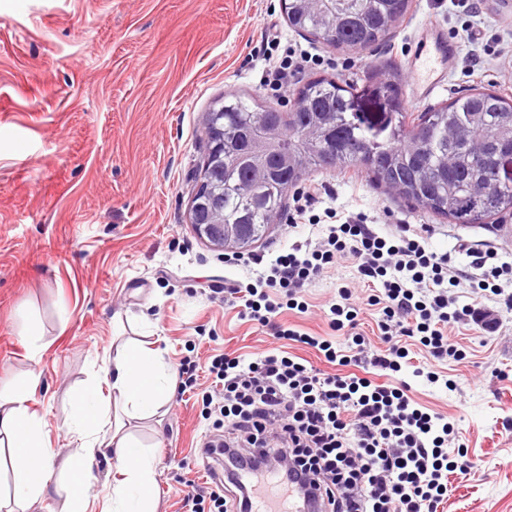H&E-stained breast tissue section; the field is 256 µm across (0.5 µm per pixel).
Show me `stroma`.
Instances as JSON below:
<instances>
[{"mask_svg": "<svg viewBox=\"0 0 512 512\" xmlns=\"http://www.w3.org/2000/svg\"><path fill=\"white\" fill-rule=\"evenodd\" d=\"M478 25L482 44L464 30ZM458 45L445 90L415 98L408 53L422 26ZM317 57L281 89L264 78L292 49ZM483 57L492 78L472 73ZM319 75L352 82L356 111L386 118L448 103L484 87L512 96V26L458 0H411L374 50L343 51L293 31L280 0H0V389L36 380L32 411L47 423L50 450L63 458L80 444L70 429L75 395L102 377L113 343L148 338L171 368L196 356L202 386L219 354L272 347L269 330L225 307V279L247 280L189 222L207 152L206 115L238 91L289 110ZM398 81L400 92L384 90ZM320 208L341 218L364 214L379 234L397 224H427L428 245L453 252L457 241L495 248L512 263V217L466 228L416 211L366 173L316 171L302 183ZM356 266L344 258L306 289V312L279 320L343 343L324 313ZM487 334L457 324L448 335L465 360L439 369L451 387L426 384L413 368L426 360L410 346L400 374L413 399L448 418L473 462L448 476L438 512H512V310ZM42 345L30 357L31 343ZM202 394H173L159 419L131 421L153 447L156 512H185L187 483H213L198 456L205 430L221 426Z\"/></svg>", "mask_w": 512, "mask_h": 512, "instance_id": "obj_1", "label": "stroma"}]
</instances>
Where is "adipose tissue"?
Instances as JSON below:
<instances>
[{"label":"adipose tissue","instance_id":"obj_1","mask_svg":"<svg viewBox=\"0 0 512 512\" xmlns=\"http://www.w3.org/2000/svg\"><path fill=\"white\" fill-rule=\"evenodd\" d=\"M173 388L174 376L160 350L147 342L115 345L103 378L73 405L71 429L81 445L60 461L48 450L46 422L28 408L32 388L0 390V447L11 451L10 468L19 499L46 500L53 491V475L60 470L76 481L67 512H91L89 490L98 481L95 461L106 448L117 461V476L102 512H155V459L127 431L125 422L153 418Z\"/></svg>","mask_w":512,"mask_h":512}]
</instances>
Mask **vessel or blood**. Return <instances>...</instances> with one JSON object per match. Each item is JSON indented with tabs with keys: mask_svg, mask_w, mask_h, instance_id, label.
I'll return each instance as SVG.
<instances>
[{
	"mask_svg": "<svg viewBox=\"0 0 512 512\" xmlns=\"http://www.w3.org/2000/svg\"><path fill=\"white\" fill-rule=\"evenodd\" d=\"M458 46L441 28L425 27L408 63L410 80L417 95L427 97L442 88L448 76V63Z\"/></svg>",
	"mask_w": 512,
	"mask_h": 512,
	"instance_id": "obj_1",
	"label": "vessel or blood"
}]
</instances>
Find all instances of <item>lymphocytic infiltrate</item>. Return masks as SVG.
Instances as JSON below:
<instances>
[{
  "label": "lymphocytic infiltrate",
  "mask_w": 512,
  "mask_h": 512,
  "mask_svg": "<svg viewBox=\"0 0 512 512\" xmlns=\"http://www.w3.org/2000/svg\"><path fill=\"white\" fill-rule=\"evenodd\" d=\"M316 243H293L273 262L262 255L237 256L255 268L249 283H224V303L241 306L254 324L272 330L275 339L293 340L321 351L342 370L330 373L267 349L246 360L219 356L209 374L224 434L206 448L234 450L249 465L247 481L235 479L210 489L220 512H251L252 485L265 479L269 458H288L307 475L322 499L323 512H437L448 495V473L470 468L468 452L454 446L447 417L422 409L406 381L383 385L358 376L374 367L400 372L409 345L430 357L425 379L440 380L437 363L461 360L464 352L448 339V326L469 321L496 332L493 309L482 298L503 296L512 265L498 263L496 251L460 243L470 273L461 274L447 253L426 245V225H400L379 235L366 218L323 226ZM351 258L371 293L359 298L351 287L339 288L327 316L330 328L343 332L345 350L330 340L277 323L280 309L306 311V285L338 259ZM473 296L459 305L457 289ZM381 309L378 328L384 349L372 346L359 330L361 305Z\"/></svg>",
  "instance_id": "lymphocytic-infiltrate-1"
}]
</instances>
